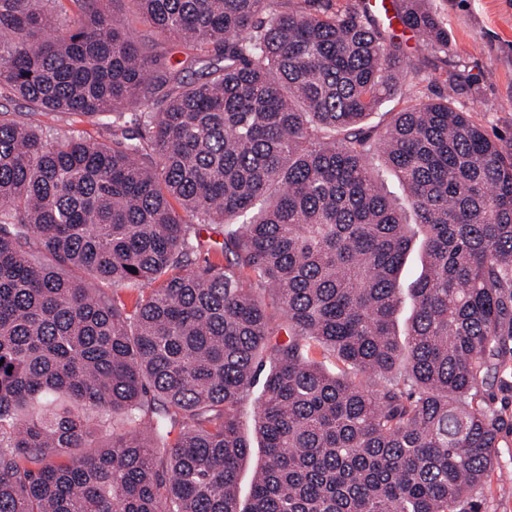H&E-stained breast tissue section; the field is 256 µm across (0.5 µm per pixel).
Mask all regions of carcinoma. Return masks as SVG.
<instances>
[{"instance_id":"carcinoma-1","label":"carcinoma","mask_w":512,"mask_h":512,"mask_svg":"<svg viewBox=\"0 0 512 512\" xmlns=\"http://www.w3.org/2000/svg\"><path fill=\"white\" fill-rule=\"evenodd\" d=\"M57 2L0 0V512H487L512 142L458 109L463 76L369 127L421 79L359 10L132 0L190 80L103 0ZM393 8L448 53L424 0ZM60 112L112 117L110 142L28 120ZM198 224L224 264L191 268Z\"/></svg>"}]
</instances>
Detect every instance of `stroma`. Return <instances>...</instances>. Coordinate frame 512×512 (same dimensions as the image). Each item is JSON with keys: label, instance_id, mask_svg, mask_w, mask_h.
Wrapping results in <instances>:
<instances>
[{"label": "stroma", "instance_id": "stroma-1", "mask_svg": "<svg viewBox=\"0 0 512 512\" xmlns=\"http://www.w3.org/2000/svg\"><path fill=\"white\" fill-rule=\"evenodd\" d=\"M447 29L448 53L427 50L413 31L397 34L406 55L426 76L417 100L447 94V70L467 79L456 99L491 137L512 140V0H427Z\"/></svg>", "mask_w": 512, "mask_h": 512}]
</instances>
